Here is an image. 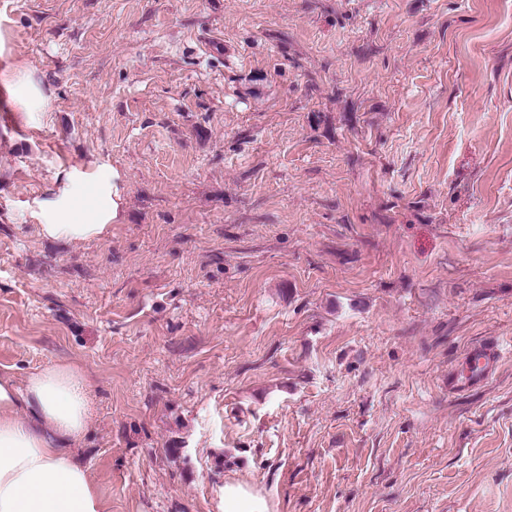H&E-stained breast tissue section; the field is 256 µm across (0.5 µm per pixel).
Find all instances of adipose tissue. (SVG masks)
<instances>
[{"label": "adipose tissue", "instance_id": "1", "mask_svg": "<svg viewBox=\"0 0 512 512\" xmlns=\"http://www.w3.org/2000/svg\"><path fill=\"white\" fill-rule=\"evenodd\" d=\"M122 205L120 173L93 164L66 172L53 197L24 207L42 236L83 241L106 234ZM91 389L85 371L67 362L21 383L0 372V512H109L74 452L88 429Z\"/></svg>", "mask_w": 512, "mask_h": 512}]
</instances>
